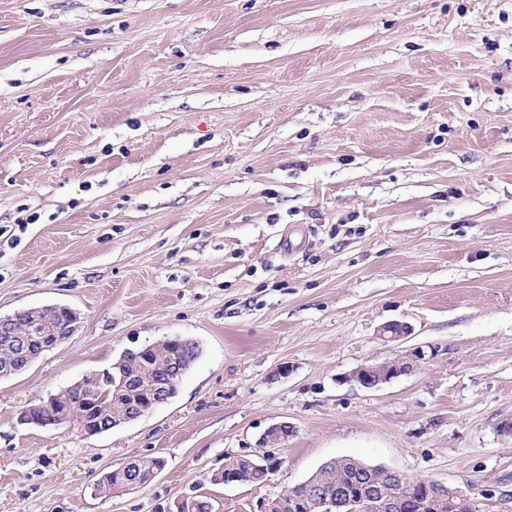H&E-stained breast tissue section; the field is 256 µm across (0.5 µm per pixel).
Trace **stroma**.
<instances>
[{
	"label": "stroma",
	"instance_id": "35a3bbf8",
	"mask_svg": "<svg viewBox=\"0 0 512 512\" xmlns=\"http://www.w3.org/2000/svg\"><path fill=\"white\" fill-rule=\"evenodd\" d=\"M50 305L80 324L0 379V512H257L337 457L512 512V0H0V317ZM170 336L203 353L168 403L19 424ZM279 421L264 485L205 483ZM424 351L413 349L409 354L381 363H368L354 369L348 376L360 386L367 389L380 388L391 380L408 375L419 367L424 359ZM295 432L292 425L285 421L271 424L258 440L260 447H276L285 444ZM137 458H128L119 463L111 471L105 473L94 485L93 492L99 497H110L112 493L118 490H126L130 483L131 490L139 488L141 484V474L135 469ZM125 471L128 473L121 472ZM130 478V481L128 480Z\"/></svg>",
	"mask_w": 512,
	"mask_h": 512
}]
</instances>
